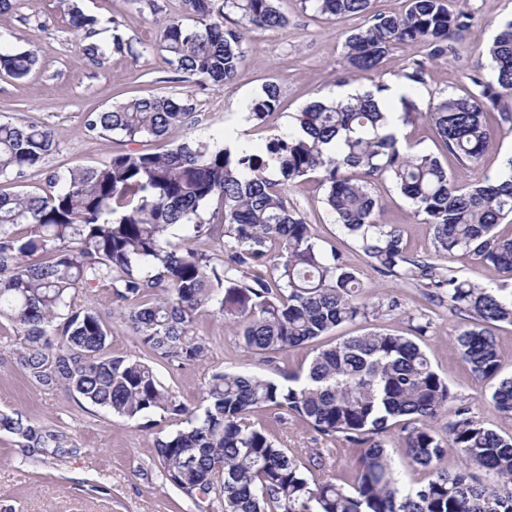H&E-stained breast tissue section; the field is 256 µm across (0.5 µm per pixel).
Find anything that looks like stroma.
I'll return each mask as SVG.
<instances>
[{"label":"stroma","mask_w":512,"mask_h":512,"mask_svg":"<svg viewBox=\"0 0 512 512\" xmlns=\"http://www.w3.org/2000/svg\"><path fill=\"white\" fill-rule=\"evenodd\" d=\"M80 5L85 14L96 18L97 39L121 34L138 47V54L114 51L103 63H91L82 52L86 35L70 26L65 0H19L15 10L0 14V37L17 48L34 51L40 60L26 78L0 74V120L42 122L53 130L57 143L56 151L42 166L24 177L21 186L26 190L45 186L50 177L65 175L73 168L102 165L118 151L162 150L165 143L154 139L133 142L87 129L88 113L132 97L156 94L190 99L195 121L191 128L172 132L169 141L178 143L187 138L218 137L225 129L238 127L246 103L261 93L265 84H277L279 108L265 126L247 129L249 139L260 143L270 134L287 130L295 112L313 99L331 96L342 80L351 78L367 86L385 84L416 61L425 69V83L416 95L419 106L446 95L465 94L471 88L470 75L487 66L484 49L498 25L512 19V0H467L465 9L471 20L454 53L433 59L422 47L398 46L382 58L375 72L354 77L345 59V41L359 26V19H327L302 10L300 0H278L280 11L288 18L287 26L250 32L234 81L202 87L194 77L175 72L159 44L160 22L178 18L193 23L184 0H154L150 6L145 0H81ZM401 134L417 150L440 156L452 180L461 187L495 173L512 154V132L505 131L498 134L478 166L463 168L443 152L425 119L402 126ZM372 190L382 205L380 223L400 227L412 251L430 252L431 226L413 216L409 201L394 184L379 178L373 180ZM286 193L317 233L333 239L347 263L356 268L367 287L368 302L389 294L400 297V311L382 316L377 327L407 336L412 318L427 316L431 327L419 343L433 369L448 382L459 403L469 406L498 432L512 434V416L500 415L493 408L485 383L477 381L460 361L452 340L458 319L447 306L429 300L423 289L399 287L372 268L325 208L318 175L287 186ZM87 300L108 319L113 354L151 357L129 324L113 316L109 288L94 289ZM195 332L209 342L205 361L184 369L173 368L163 359L155 361L161 380L190 409L201 406L212 370L267 372V365L242 347L219 316L200 312ZM15 343L12 326L0 324V411H19L32 421L65 431L77 451L53 464L37 456L24 459L14 450L13 436L0 431V512H202L196 500L163 481L155 466V439L175 432V420L159 418L142 428L65 391L39 389L12 365ZM257 419L286 447L304 451L323 445L305 422L295 417L281 420L276 409H263ZM100 485L106 486V493H97Z\"/></svg>","instance_id":"1"}]
</instances>
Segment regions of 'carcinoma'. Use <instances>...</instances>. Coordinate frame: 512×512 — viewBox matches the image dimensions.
<instances>
[{"label": "carcinoma", "instance_id": "cac0c4a2", "mask_svg": "<svg viewBox=\"0 0 512 512\" xmlns=\"http://www.w3.org/2000/svg\"><path fill=\"white\" fill-rule=\"evenodd\" d=\"M197 16L189 26L165 21L160 43L174 69L202 85H229L244 57L247 34L287 24L277 0H185ZM371 0H301L303 10L327 17H363L348 36L346 59L358 73L376 70L396 44L448 55L470 14L447 0H407L401 13H371ZM235 16L234 25L224 20ZM69 22L92 31L95 19L77 0ZM491 78L469 76L472 90L429 102L426 111L402 99V124L424 117L463 168L477 165L495 141L488 105L512 96V19L487 48ZM38 59L0 42V73L27 77ZM415 89L425 83L416 62L400 74ZM387 86L347 102L317 100L292 116L288 133L258 146L195 140L163 152H120L98 166L73 168L40 191L19 192L17 180L41 165L57 144L52 130L30 120L0 122V318L14 327L16 368L44 390L64 389L128 422L151 415L185 426L156 440L162 479L195 498L208 494L207 512H512V436H503L457 403L448 383L413 339L367 331L318 350L306 370L276 365L278 355L313 343L342 324L376 319L401 308L395 295L370 304L356 272L333 241L318 235L290 203L284 186L322 172L325 203L373 269L448 303L462 319L453 334L461 361L490 398L512 415V377H499L494 330L512 325V291L484 288L448 265L458 256L512 272V234L497 227L512 215V157L495 175L458 188L435 155L400 147L382 104ZM269 83L248 104V119L264 123L279 106ZM193 105L173 96L131 98L86 120L90 131L129 141L163 140L192 119ZM391 180L413 214L433 228V252L414 253L393 224L377 222L381 205L371 180ZM216 204L221 223L204 218ZM208 238L220 254L180 246ZM105 285L123 303L122 318L140 344L179 367L205 360L207 340L195 334L207 310L237 329L244 348L262 357L275 376L213 372L203 412L180 402L139 356L109 351L111 329L101 312L81 302ZM298 417L325 441L357 449L352 483L331 474L328 448H312L308 462L283 447L253 420L262 408ZM446 435L434 423L448 408ZM404 422L400 445L411 464L431 470L427 483L404 486L384 434ZM18 453L59 461L78 451L70 436L0 411V431ZM453 448L463 467L438 470ZM478 468L492 476L482 482Z\"/></svg>", "mask_w": 512, "mask_h": 512}]
</instances>
